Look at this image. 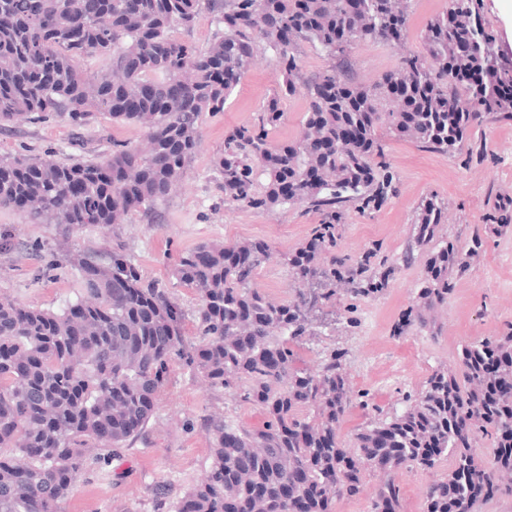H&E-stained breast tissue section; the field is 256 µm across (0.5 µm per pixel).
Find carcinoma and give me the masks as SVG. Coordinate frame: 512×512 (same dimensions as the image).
<instances>
[{"instance_id": "1", "label": "carcinoma", "mask_w": 512, "mask_h": 512, "mask_svg": "<svg viewBox=\"0 0 512 512\" xmlns=\"http://www.w3.org/2000/svg\"><path fill=\"white\" fill-rule=\"evenodd\" d=\"M411 0H0V128L21 115L73 128L97 122L146 130L142 151L114 143L103 161L0 157V208L33 224L79 228L152 220L200 143L203 113L222 112L254 56L272 52L282 83L253 120L232 129L214 161L224 202L274 211L299 202L320 214L307 243L283 255L298 283L287 301L253 287L269 259L260 241H204L173 270L195 291L197 344L186 347L182 313L168 289L145 281L123 250L87 252L75 267L82 293L60 310L0 299V512H60L94 450L117 448L147 427L170 367L182 360L214 389L241 384L240 398L265 415L259 428L206 418L211 464L169 512H335L379 476L371 512H403L401 470L448 473L427 487L421 512H476L512 493V330L461 348L458 367L436 370L406 395L407 408L374 417L352 446L338 428L352 403L346 352H327L318 369L295 368L293 344L309 335L311 313L336 297L381 292L387 274L371 255L336 256V218L346 208L377 209L394 176L382 163L390 134L444 155L462 150L483 118L511 119L512 63L502 60L474 0H448L425 27L423 52L408 53L370 84L352 76L360 41L404 44ZM217 30L204 50L188 34L198 16ZM307 43L333 60L312 77L297 58ZM110 69L90 76L89 56ZM489 72L476 90L463 82L473 61ZM426 90L430 97L415 105ZM300 95L308 110L300 135L274 144L280 103ZM444 203L423 199L403 259L427 256L423 286L396 332H434L427 311L448 302L453 273L472 250L437 238ZM493 453H475L477 433Z\"/></svg>"}]
</instances>
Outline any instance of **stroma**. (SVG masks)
I'll list each match as a JSON object with an SVG mask.
<instances>
[{"label":"stroma","mask_w":512,"mask_h":512,"mask_svg":"<svg viewBox=\"0 0 512 512\" xmlns=\"http://www.w3.org/2000/svg\"><path fill=\"white\" fill-rule=\"evenodd\" d=\"M448 0H412L403 48L379 41L356 43L353 75L372 81L395 67L404 51L422 49V30L442 13ZM282 81L271 55H258L243 73L223 111L204 113L201 142L177 188L160 203L150 224L141 216L109 228L88 224L78 230L62 224H33L20 213L0 209V231H10L14 250L0 252V296L42 309H60L74 299L80 277L73 255L86 249H123L145 280L169 288L183 312L187 342H195L196 293L182 286L172 270L179 256L203 240L227 244L250 239L268 244L271 257L254 285L270 298L288 300L293 280L283 253L304 244L318 214L294 205L270 212L225 202L212 162L225 135L250 121ZM143 128L99 117L77 130L55 122L21 121L0 131V156L23 152L59 160H102L113 143L136 147ZM385 160L396 174L395 190L376 210L345 209L336 221L337 255L351 260L370 256L374 269H391L385 290L353 298L337 292L336 301L318 312L314 335L304 337L295 364L315 369L324 354L345 350L346 371L354 392H368L369 405L352 403L338 435L349 441L375 409L393 413L405 407L406 392L419 389L433 370L455 365L463 344L512 328V119L487 121L471 129L466 146L448 156L406 141L384 139ZM434 196L444 202L440 236L461 246L480 239L468 269L454 275L447 304L428 317L437 335L408 330L395 334L401 313L413 304L424 275L423 260H402L417 204ZM506 205L507 230L494 234L489 215ZM212 414L259 427V407L243 402L237 389H211L184 363L172 365L145 432L133 442L103 451L72 486L61 512H157L155 492L165 489L174 501L208 471L211 458L203 422Z\"/></svg>","instance_id":"obj_1"}]
</instances>
